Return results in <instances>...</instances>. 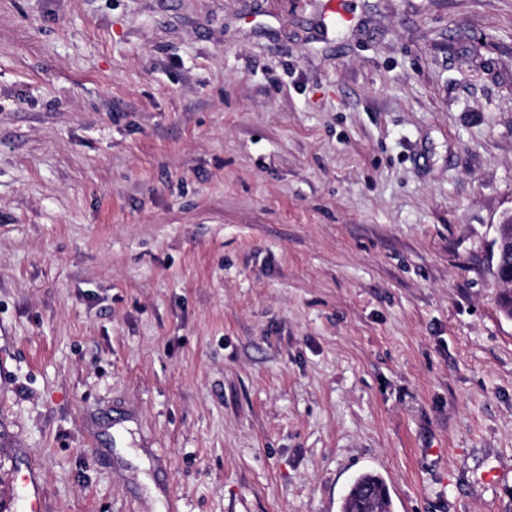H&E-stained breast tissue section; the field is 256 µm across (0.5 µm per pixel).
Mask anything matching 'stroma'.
I'll use <instances>...</instances> for the list:
<instances>
[{
	"label": "stroma",
	"instance_id": "35a3bbf8",
	"mask_svg": "<svg viewBox=\"0 0 512 512\" xmlns=\"http://www.w3.org/2000/svg\"><path fill=\"white\" fill-rule=\"evenodd\" d=\"M0 0V512H512V0ZM16 480L26 488L27 491V509L28 512H46L45 503L42 495V482L39 472L30 466L26 473L16 476ZM383 478L373 472H364L360 474L351 485L347 495L343 499L341 512L359 511L360 495L364 492L374 490L375 494L371 503L377 511L392 512V501L388 488Z\"/></svg>",
	"mask_w": 512,
	"mask_h": 512
}]
</instances>
